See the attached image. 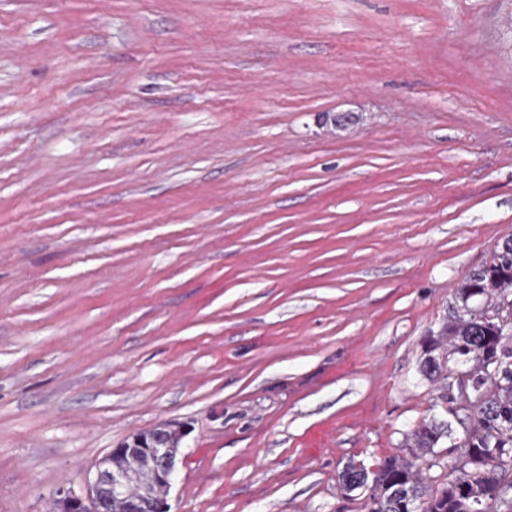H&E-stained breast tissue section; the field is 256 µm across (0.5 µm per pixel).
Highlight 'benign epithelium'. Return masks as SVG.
I'll return each instance as SVG.
<instances>
[{"label": "benign epithelium", "mask_w": 512, "mask_h": 512, "mask_svg": "<svg viewBox=\"0 0 512 512\" xmlns=\"http://www.w3.org/2000/svg\"><path fill=\"white\" fill-rule=\"evenodd\" d=\"M471 374L460 369L448 397L467 398ZM185 426L162 423L129 435L97 464L86 491L61 489L50 512H169L166 493L178 464Z\"/></svg>", "instance_id": "obj_1"}]
</instances>
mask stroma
I'll use <instances>...</instances> for the list:
<instances>
[{
    "mask_svg": "<svg viewBox=\"0 0 512 512\" xmlns=\"http://www.w3.org/2000/svg\"><path fill=\"white\" fill-rule=\"evenodd\" d=\"M511 12L0 0V512L161 423L172 512H367L512 234Z\"/></svg>",
    "mask_w": 512,
    "mask_h": 512,
    "instance_id": "stroma-1",
    "label": "stroma"
}]
</instances>
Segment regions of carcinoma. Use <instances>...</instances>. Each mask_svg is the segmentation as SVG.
I'll list each match as a JSON object with an SVG mask.
<instances>
[{"instance_id":"carcinoma-1","label":"carcinoma","mask_w":512,"mask_h":512,"mask_svg":"<svg viewBox=\"0 0 512 512\" xmlns=\"http://www.w3.org/2000/svg\"><path fill=\"white\" fill-rule=\"evenodd\" d=\"M431 357L420 372L439 384L434 406L463 426L464 437L448 482L431 493L418 477L420 461L437 465L438 447L451 436L445 421L423 422L408 437L409 452L389 457L372 473L349 464L342 483L356 477L368 488V512H467L478 501L489 512H512L503 489L512 487V238L496 245L490 261L471 269L458 289L449 317L430 331ZM478 372L476 384L491 381L496 392L486 407L471 403L457 411L448 400V384L461 363Z\"/></svg>"}]
</instances>
